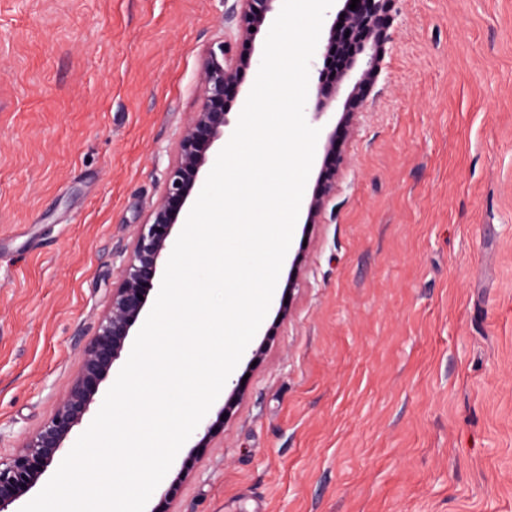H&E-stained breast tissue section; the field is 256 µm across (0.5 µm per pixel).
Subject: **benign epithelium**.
I'll list each match as a JSON object with an SVG mask.
<instances>
[{
	"mask_svg": "<svg viewBox=\"0 0 512 512\" xmlns=\"http://www.w3.org/2000/svg\"><path fill=\"white\" fill-rule=\"evenodd\" d=\"M278 2L233 0L228 14L236 20L235 41L253 40ZM379 62L380 51L375 44L364 46L339 75L336 85L351 80V93L366 92L365 85L374 80ZM245 64L251 61L244 60L233 44L225 40L207 50L198 74L200 103L182 131L174 163L156 202L145 219L135 225L129 253L108 291L97 333L82 351L79 371L47 420L20 441L10 455L0 456V512H8L9 506L37 484L74 428L82 424L90 406L96 403L100 382L108 377L125 348L130 329L140 319L171 231L183 221V207L208 163L209 152L224 137V127L229 124L224 113V90ZM324 151L336 155V175H342L349 160L336 142V132L328 135ZM335 195L336 184L330 183L311 196L307 204V229L322 223Z\"/></svg>",
	"mask_w": 512,
	"mask_h": 512,
	"instance_id": "benign-epithelium-1",
	"label": "benign epithelium"
}]
</instances>
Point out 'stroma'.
Listing matches in <instances>:
<instances>
[{"label": "stroma", "mask_w": 512, "mask_h": 512, "mask_svg": "<svg viewBox=\"0 0 512 512\" xmlns=\"http://www.w3.org/2000/svg\"><path fill=\"white\" fill-rule=\"evenodd\" d=\"M226 0H0V453L48 418ZM322 224L175 512H512V0H396Z\"/></svg>", "instance_id": "stroma-1"}]
</instances>
